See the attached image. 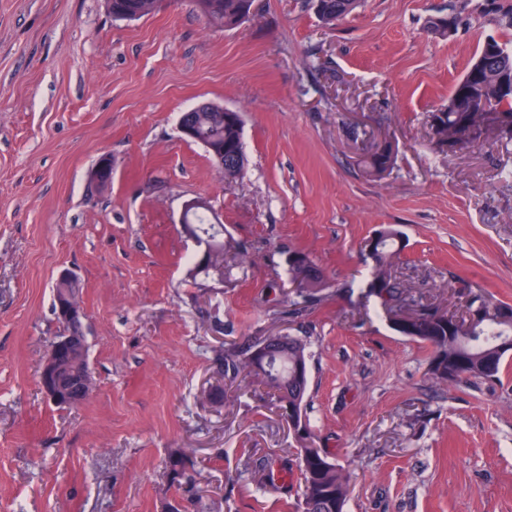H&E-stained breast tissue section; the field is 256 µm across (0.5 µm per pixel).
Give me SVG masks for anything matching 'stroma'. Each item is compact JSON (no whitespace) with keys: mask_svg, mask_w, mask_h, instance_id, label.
<instances>
[{"mask_svg":"<svg viewBox=\"0 0 512 512\" xmlns=\"http://www.w3.org/2000/svg\"><path fill=\"white\" fill-rule=\"evenodd\" d=\"M254 8L224 30L193 0L135 21L105 0H0V512H296L298 443L273 402L245 383L209 395L226 349L272 335L311 341L307 417L350 474L346 512H512V351L496 380L433 381L429 348L369 292L362 250L394 226L414 295L512 304V148L437 152L427 124L484 40L512 39V0H360L331 27L306 0ZM204 102L242 115L248 165L230 186L178 129ZM378 138L398 155L372 180L358 162ZM192 198L253 253L223 285L187 274ZM295 251L328 283L298 315ZM65 268L97 383L75 408L38 383Z\"/></svg>","mask_w":512,"mask_h":512,"instance_id":"1","label":"stroma"}]
</instances>
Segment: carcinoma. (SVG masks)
Returning <instances> with one entry per match:
<instances>
[{
    "label": "carcinoma",
    "instance_id": "cac0c4a2",
    "mask_svg": "<svg viewBox=\"0 0 512 512\" xmlns=\"http://www.w3.org/2000/svg\"><path fill=\"white\" fill-rule=\"evenodd\" d=\"M245 0H200L198 11L215 27L234 28L244 24L242 10ZM357 0H320L317 15L321 22L332 26L356 6ZM106 9L113 18L131 15L136 20L155 13L158 0H106ZM185 120L195 129L198 143L224 145V182L232 185L245 173L247 159L240 154L243 146V121L239 114H231L224 107L211 103L204 109L185 113ZM463 113L440 108L429 115V142L436 151L450 143L457 150L472 146L460 136ZM397 148L390 140L383 147L362 160L364 174L382 179L394 167ZM207 236H224V225L213 224L208 212L201 211L195 220ZM403 249L400 232L391 226L379 229L364 242L363 251L373 261L370 291L382 301L390 326L396 332L411 337L432 348L429 372L442 383L460 381H491L499 377L504 354L497 352L500 340L512 341V315L504 316L506 304L494 301L482 291H471L465 296L463 310L450 312L435 304H422L412 298V291L394 270ZM252 260L247 247L230 240L212 252L210 268L224 273L233 267H244ZM288 271L299 288V300L293 303L294 313L303 312L318 300V293L326 287L325 278L304 252L289 254ZM262 336L242 350H228L220 369L229 384L250 380L267 390L281 417L290 420L288 408L297 407V425L303 430L297 436L298 465L302 482L298 496L301 512H345L349 494V478L344 468L323 449L316 447L314 433L307 418L309 388L308 343L295 336L278 337L277 345L267 352L268 361L259 366L253 352L266 344ZM188 459L174 454L168 460L172 483L181 484L186 477Z\"/></svg>",
    "mask_w": 512,
    "mask_h": 512
}]
</instances>
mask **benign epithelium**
<instances>
[{
    "label": "benign epithelium",
    "mask_w": 512,
    "mask_h": 512,
    "mask_svg": "<svg viewBox=\"0 0 512 512\" xmlns=\"http://www.w3.org/2000/svg\"><path fill=\"white\" fill-rule=\"evenodd\" d=\"M499 53L500 48L494 41L489 39L485 42L480 59L458 85L453 111L484 112L489 123L512 137V114L504 110L490 111L484 104L486 76ZM491 90L498 98L512 99V70L496 71ZM200 209L209 210L211 206L200 198L190 199L183 205L182 228L193 240L197 239L196 229L189 224V217ZM55 286L61 288V292L55 296L56 316L65 324L84 319V309L76 296V289L80 287L76 275L69 270L61 271L55 280ZM83 351L84 347L78 344V340L67 333L52 342L40 375V385L47 398L57 403L66 400L67 394L62 388L73 380L72 371L77 369Z\"/></svg>",
    "instance_id": "1"
}]
</instances>
